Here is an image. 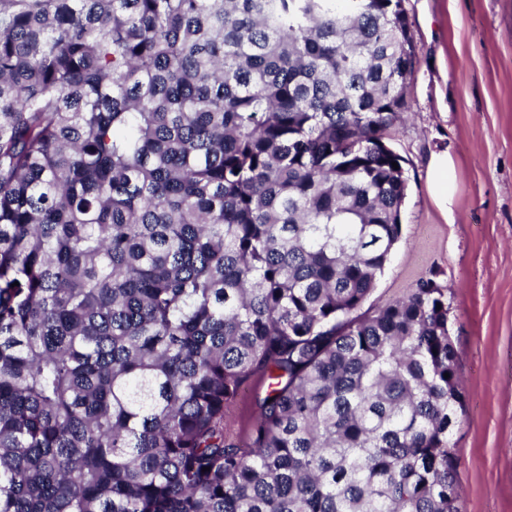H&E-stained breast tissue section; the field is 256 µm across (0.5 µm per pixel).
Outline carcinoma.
<instances>
[{
  "label": "carcinoma",
  "mask_w": 512,
  "mask_h": 512,
  "mask_svg": "<svg viewBox=\"0 0 512 512\" xmlns=\"http://www.w3.org/2000/svg\"><path fill=\"white\" fill-rule=\"evenodd\" d=\"M415 57L403 0H0V512H459L445 289L365 307Z\"/></svg>",
  "instance_id": "obj_1"
}]
</instances>
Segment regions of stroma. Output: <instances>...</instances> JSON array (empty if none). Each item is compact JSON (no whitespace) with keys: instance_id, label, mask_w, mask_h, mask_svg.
Returning a JSON list of instances; mask_svg holds the SVG:
<instances>
[{"instance_id":"35a3bbf8","label":"stroma","mask_w":512,"mask_h":512,"mask_svg":"<svg viewBox=\"0 0 512 512\" xmlns=\"http://www.w3.org/2000/svg\"><path fill=\"white\" fill-rule=\"evenodd\" d=\"M416 47L406 110L390 140L407 197L402 237L371 298L419 281L447 287L465 403L452 442L460 512H512V0H404ZM455 158L444 213L432 153Z\"/></svg>"}]
</instances>
